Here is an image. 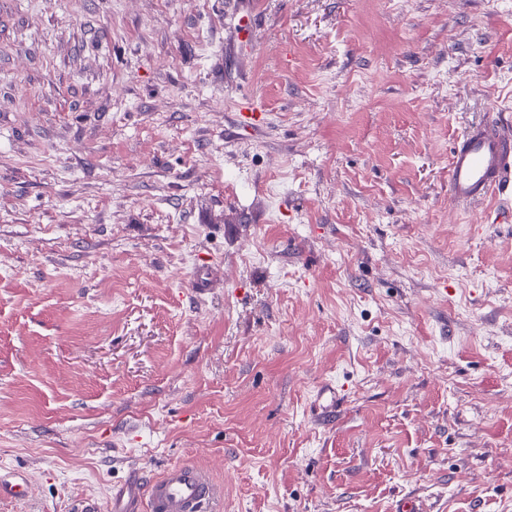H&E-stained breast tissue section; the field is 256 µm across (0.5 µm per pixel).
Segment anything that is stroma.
<instances>
[{
	"label": "stroma",
	"instance_id": "35a3bbf8",
	"mask_svg": "<svg viewBox=\"0 0 512 512\" xmlns=\"http://www.w3.org/2000/svg\"><path fill=\"white\" fill-rule=\"evenodd\" d=\"M495 114L512 0H0V512H512V202L448 194ZM221 491L210 472L196 464L168 466L148 484L149 512H212Z\"/></svg>",
	"mask_w": 512,
	"mask_h": 512
}]
</instances>
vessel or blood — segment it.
I'll return each mask as SVG.
<instances>
[{"label":"vessel or blood","mask_w":512,"mask_h":512,"mask_svg":"<svg viewBox=\"0 0 512 512\" xmlns=\"http://www.w3.org/2000/svg\"><path fill=\"white\" fill-rule=\"evenodd\" d=\"M512 192V121L470 126L451 150L448 192L468 205L492 193ZM221 491L209 471L191 463L168 466L148 484L149 512H212Z\"/></svg>","instance_id":"vessel-or-blood-1"}]
</instances>
